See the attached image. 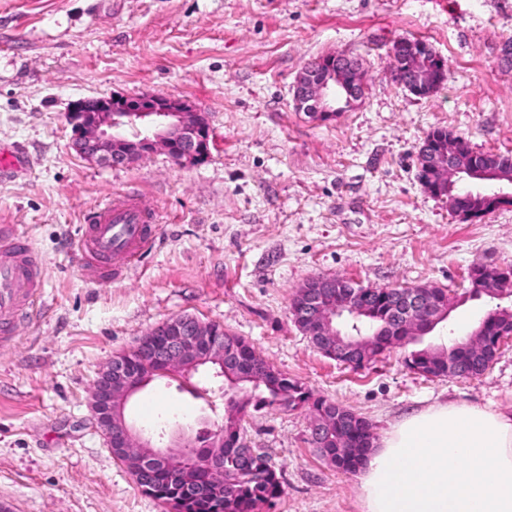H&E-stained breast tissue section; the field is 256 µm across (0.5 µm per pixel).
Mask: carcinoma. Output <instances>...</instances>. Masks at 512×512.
Wrapping results in <instances>:
<instances>
[{"instance_id": "1", "label": "carcinoma", "mask_w": 512, "mask_h": 512, "mask_svg": "<svg viewBox=\"0 0 512 512\" xmlns=\"http://www.w3.org/2000/svg\"><path fill=\"white\" fill-rule=\"evenodd\" d=\"M481 266L474 265L469 271L471 296H482L498 301L483 323L502 336H512V305L504 307L501 301H512V277L494 282L483 279ZM385 335L386 345L368 346L376 334ZM341 335L358 345L354 349L353 361H377L385 350L415 343L419 336H409L399 331V325L391 319V311L380 306L376 314L357 320L346 319ZM212 336L224 343V446L220 456L224 461V478L218 480L201 464L192 459L173 466L160 464L136 480L139 490L173 512H259L260 506L272 502L281 493V475L261 452L251 456L242 454L238 447L240 421L248 409L266 408L297 410L306 408L314 422L324 428L320 439L314 441L322 456L334 468L343 472H354L369 448L372 440L369 423L350 409L320 396H314L302 383L288 377L270 365L245 339L235 336L219 324L212 325ZM469 336L453 344L450 350L424 348L412 350L404 358L405 366L435 378H477L488 365H468L457 372H448V356L465 352ZM125 370L132 375L150 372L156 377L165 375L164 367L146 350L132 348L115 356ZM188 470L193 483L190 498L179 493L180 481L176 474Z\"/></svg>"}]
</instances>
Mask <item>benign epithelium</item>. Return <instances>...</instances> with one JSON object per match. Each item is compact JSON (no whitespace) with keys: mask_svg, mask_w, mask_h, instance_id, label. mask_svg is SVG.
I'll return each mask as SVG.
<instances>
[{"mask_svg":"<svg viewBox=\"0 0 512 512\" xmlns=\"http://www.w3.org/2000/svg\"><path fill=\"white\" fill-rule=\"evenodd\" d=\"M411 52L423 59L420 67L402 81V86L417 95L432 92L447 78V62L433 47L425 43L396 41L389 48L392 56ZM363 78L357 64L339 62V56L326 55L317 65L303 70L293 87L296 106L306 112L327 115L335 111V99L345 94L352 100L359 97ZM86 100L73 104L68 119L74 129V148L84 159L126 165L136 158L156 151L166 153L181 165L202 161L210 152L212 133L207 122L191 107L180 101L158 95L139 97L112 96L96 99L92 110L85 108ZM418 180L430 195L441 198L463 180L485 184L477 190L479 202L465 209L448 202L456 216L476 222L492 211L512 206V184L498 181V176L477 164V156L457 137L448 138L442 147L432 137H425L418 153ZM341 278L317 276L311 279L307 301H317L320 288L338 287L336 314L349 312L355 316L368 315L372 303L381 296L372 288L351 292L339 289ZM298 327L330 325L331 308H322L314 318L303 314L302 307L291 309ZM442 316L441 308L422 292H412L400 311V329L409 334L431 328ZM211 325L195 317L184 318L176 327L178 336L164 342L150 343L151 352L168 374L182 373L206 364L224 367V348L209 342ZM502 337H486L467 347L466 356L476 353L498 355ZM151 380V376L131 377L120 366L108 362L94 383L90 408L97 428L105 436L109 448H145L142 468L159 461L188 459L193 439L173 437L160 448L151 436L136 429L126 419L125 411L133 396Z\"/></svg>","mask_w":512,"mask_h":512,"instance_id":"obj_1","label":"benign epithelium"}]
</instances>
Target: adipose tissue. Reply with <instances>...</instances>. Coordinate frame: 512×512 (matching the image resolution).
<instances>
[{
  "mask_svg": "<svg viewBox=\"0 0 512 512\" xmlns=\"http://www.w3.org/2000/svg\"><path fill=\"white\" fill-rule=\"evenodd\" d=\"M357 486L361 512H512V414L444 402L406 415Z\"/></svg>",
  "mask_w": 512,
  "mask_h": 512,
  "instance_id": "ef3b65f1",
  "label": "adipose tissue"
}]
</instances>
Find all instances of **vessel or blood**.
Wrapping results in <instances>:
<instances>
[{"mask_svg": "<svg viewBox=\"0 0 512 512\" xmlns=\"http://www.w3.org/2000/svg\"><path fill=\"white\" fill-rule=\"evenodd\" d=\"M159 234L153 214L139 193L93 207L74 239V251L83 275L97 279L98 265L110 263L121 275ZM41 267L28 240L13 225H0V347L10 345L33 299L39 295Z\"/></svg>", "mask_w": 512, "mask_h": 512, "instance_id": "b4317fda", "label": "vessel or blood"}]
</instances>
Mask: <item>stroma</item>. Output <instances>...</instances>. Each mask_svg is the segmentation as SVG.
Here are the masks:
<instances>
[{
	"instance_id": "obj_1",
	"label": "stroma",
	"mask_w": 512,
	"mask_h": 512,
	"mask_svg": "<svg viewBox=\"0 0 512 512\" xmlns=\"http://www.w3.org/2000/svg\"><path fill=\"white\" fill-rule=\"evenodd\" d=\"M423 39L446 58L433 95L397 85L389 44ZM512 0H0V144L26 155L0 177V224L42 264L43 290L0 347V512H164L117 461L89 409L99 369L181 314L247 340L274 368L364 417L373 436L436 402L512 412V339L475 379L425 378L405 349L354 370L294 324L315 276L372 288L434 285L455 306L423 346L465 340L490 310L466 297L471 266H512V207L471 223L424 191L417 151L445 127L476 152L512 153ZM358 61L364 96L328 121L292 89L326 54ZM187 102L210 124L201 164L154 153L123 166L82 158L67 121L89 97ZM137 189L157 244L121 278L86 279L72 250L103 196ZM151 381L127 408L137 428L224 423L223 381L202 370ZM307 410L249 411L241 429L282 476L260 512H361L354 474L331 469Z\"/></svg>"
}]
</instances>
